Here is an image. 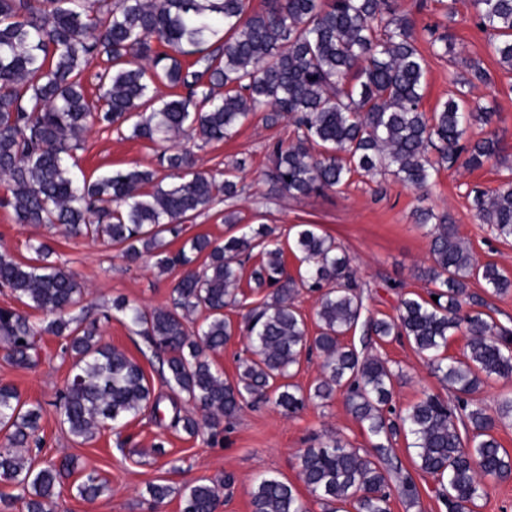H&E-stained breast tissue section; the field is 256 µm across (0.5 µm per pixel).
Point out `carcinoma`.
I'll return each mask as SVG.
<instances>
[{"instance_id":"carcinoma-1","label":"carcinoma","mask_w":512,"mask_h":512,"mask_svg":"<svg viewBox=\"0 0 512 512\" xmlns=\"http://www.w3.org/2000/svg\"><path fill=\"white\" fill-rule=\"evenodd\" d=\"M248 2L0 0V179L7 184L0 206L21 224L105 238L129 264L149 254L162 272L181 268L170 305L148 310L121 298L103 312L108 319L113 310L136 327L159 359L164 384L204 413L201 422L177 408L174 428L195 437L204 426L231 422L247 404L271 403L292 415L340 392L370 448L331 439L299 455L301 480L325 512H391L395 494L410 507L419 503L415 478L394 454L401 435L414 449V471L437 484L445 512H471L487 482L512 479V455L493 435L500 420L512 419V395L499 400L494 415L472 398L483 379L512 377V330L463 311V304L474 299L470 280L505 295L512 278L493 263L478 264L448 217L429 209L416 214L431 238L429 298L402 293L397 315L379 318L368 313L341 245L310 224L294 235L303 266L296 278L286 271L278 228L241 224L233 211L224 213V223L239 230L224 243L198 234L174 253L167 249L166 238H180L189 219L244 192L236 173L246 169L245 157L230 172L209 174L196 170L192 153L167 146L156 169L135 166L80 182L71 173L68 158L94 121L152 143L195 137L210 143L224 141L257 112L268 127L285 118L296 127L291 145H267L265 173L293 198L339 186L353 172L387 174L426 191L444 167L476 169L499 158L497 131L469 137L473 124L491 125L494 109L473 111L461 89L433 111L422 109L426 60L413 22L389 0H266L259 12L248 11ZM472 7L476 24L492 35L490 51L512 68V0H472ZM189 56L186 67L182 58ZM95 59L104 68L95 74L99 94L91 100L81 76ZM468 70L470 77L451 83L473 88L490 81L480 63ZM158 82L184 93L162 96ZM473 204L497 237L512 239L511 179L475 191ZM31 250L35 257L26 263L0 254V287L45 320L36 326L0 308V338L6 358L23 368L36 364V336L64 339L72 377L56 411L72 436L87 441L139 416L152 402V388L137 361L100 344L97 322L73 314L83 296L75 275L49 261L47 244ZM256 254L248 284L269 293L247 309L238 329L224 309L244 307L238 288ZM303 289L319 293L312 339L295 306ZM194 315L202 321L191 331ZM357 328L369 339L406 338L455 401L427 394L395 413V374L387 362L341 341ZM461 330L463 356L450 357L449 338ZM238 333L247 346L229 380L209 353ZM314 353L322 357V377L306 392L289 379L302 355ZM42 412L15 387L0 385V431H6L0 481L17 490L11 499L24 512H53L56 488L77 469L70 457L38 465L20 452L34 439ZM107 490L94 471L76 484L87 501ZM183 501V512H216L218 489L200 480L184 488ZM251 506L308 512L294 485L275 476L258 480Z\"/></svg>"}]
</instances>
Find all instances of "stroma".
Wrapping results in <instances>:
<instances>
[{"label":"stroma","mask_w":512,"mask_h":512,"mask_svg":"<svg viewBox=\"0 0 512 512\" xmlns=\"http://www.w3.org/2000/svg\"><path fill=\"white\" fill-rule=\"evenodd\" d=\"M398 12L414 22L417 45L426 54L425 110L448 99L453 91L450 74L467 76L469 61H480L487 70L489 83L472 88L469 99L495 108L493 127L502 138L503 162L473 170L441 169L426 193L390 178L355 173L341 186L294 199L273 187L265 173L270 166L268 143L292 142L295 127L288 119L266 126L258 114L222 143L189 142L198 170L221 171L242 156L248 157L249 165L238 175L245 194L190 220L188 235L224 240L233 233L223 222L228 210L239 212L244 223L274 225L284 234L300 224L316 225L346 249L364 287L365 302L379 317L395 316L399 290L423 296L429 288L422 277L431 264L429 238L414 219L419 208L448 215L479 263L496 264L512 276V240L497 239L489 225L480 223L470 197L472 190L498 187L512 176V71L489 52L488 36L476 25L471 0H398ZM432 28L440 34L452 33L450 57L430 53L428 31ZM158 152L157 145L149 141L121 138L112 128L96 123L85 132L72 171L76 177L95 179L128 166L152 168ZM37 242L51 246L55 261L77 274L84 289L81 305L89 318L97 319L104 342L138 361L154 396L161 399L159 409L144 410L121 434L104 430L82 441L60 425L54 407L66 388L72 363L60 353L61 338L39 336V361L31 368L12 365L0 347V384L15 386L23 401L40 402L44 409L38 431L42 445L31 450V457L39 464L77 457L79 468L97 471L109 486L103 496L85 501L76 494L77 476H70L56 490L54 512H182L181 489L199 480L227 477L233 483L223 490L217 512H251L250 492L259 478L274 475L299 484L301 449L334 437L355 448L368 447L367 435L339 397L323 405L309 404L295 415L283 414L270 404L246 407L231 424L195 438L174 430L170 426L173 406L185 411L188 403L165 386L156 358L121 314L106 320L102 313L118 297L148 308L168 306L179 271L159 272L149 257L127 264L103 240L21 224L10 209L0 207V253L25 261L32 258L30 246ZM371 351L397 373L392 400L397 411H405L427 393L449 398L447 386L430 374L408 341H377ZM152 483L170 485L173 492L163 502L153 503L147 491Z\"/></svg>","instance_id":"35a3bbf8"}]
</instances>
